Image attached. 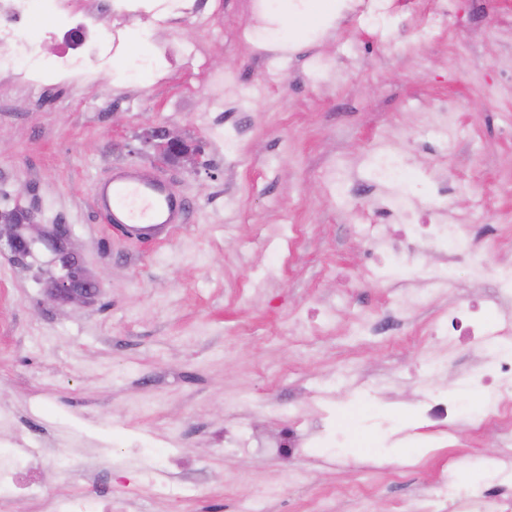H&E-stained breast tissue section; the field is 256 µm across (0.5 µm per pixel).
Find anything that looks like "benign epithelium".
Segmentation results:
<instances>
[{
	"instance_id": "7a95c632",
	"label": "benign epithelium",
	"mask_w": 512,
	"mask_h": 512,
	"mask_svg": "<svg viewBox=\"0 0 512 512\" xmlns=\"http://www.w3.org/2000/svg\"><path fill=\"white\" fill-rule=\"evenodd\" d=\"M158 159L162 162L175 160L193 170L201 166V147L188 142L180 133L164 126H155L148 132ZM47 235L28 216L24 224L0 223V250H9L14 257H27L33 254L36 246L45 243ZM54 258L52 264L56 272L45 285L44 301L53 304H85L101 288V279L82 271L76 274L81 262L75 252L56 242L52 243Z\"/></svg>"
}]
</instances>
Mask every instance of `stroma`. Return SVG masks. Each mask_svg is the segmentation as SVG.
Segmentation results:
<instances>
[{
    "label": "stroma",
    "mask_w": 512,
    "mask_h": 512,
    "mask_svg": "<svg viewBox=\"0 0 512 512\" xmlns=\"http://www.w3.org/2000/svg\"><path fill=\"white\" fill-rule=\"evenodd\" d=\"M158 28L173 62L165 76L123 75L125 44L111 61L112 103L79 106L66 84L33 96L0 72V211H32L48 232L101 277L84 305L43 303L54 271L41 249L27 266L0 252V454L50 443L58 449L38 491L92 497L109 488L131 512H359L338 486L415 460L420 471L382 482L371 512H393L439 467L465 482L489 481L501 428L421 430L417 369L433 351L395 323L391 335L351 334L353 322L382 318L388 291L368 280L357 234L376 222L370 155L389 132L422 186L443 180L456 218L486 198L470 224L474 252L454 265L456 286L420 310L425 323L455 300L492 288L472 266L512 264V95L490 88L512 62V0H387L380 24L364 26L366 0H341L328 33L309 35L280 57L242 39L253 20L244 0H186ZM440 26L421 41V22ZM204 40L203 60L182 53ZM455 109L458 132L436 138L426 114ZM177 128L200 144L208 166L156 164L145 132ZM159 166L188 203L184 225L163 241L137 244L97 214L92 186L113 166ZM329 335L292 334V323L332 302ZM415 322V323H416ZM331 391L328 402L317 392ZM320 423L324 447L304 457L231 451L224 431L278 432ZM150 448L179 453L188 471L156 464ZM206 486L208 499L193 490Z\"/></svg>",
    "instance_id": "35a3bbf8"
}]
</instances>
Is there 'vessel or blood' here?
Masks as SVG:
<instances>
[{
    "instance_id": "1",
    "label": "vessel or blood",
    "mask_w": 512,
    "mask_h": 512,
    "mask_svg": "<svg viewBox=\"0 0 512 512\" xmlns=\"http://www.w3.org/2000/svg\"><path fill=\"white\" fill-rule=\"evenodd\" d=\"M94 195L113 230L130 241L166 239L186 212L168 178L134 165L113 168Z\"/></svg>"
}]
</instances>
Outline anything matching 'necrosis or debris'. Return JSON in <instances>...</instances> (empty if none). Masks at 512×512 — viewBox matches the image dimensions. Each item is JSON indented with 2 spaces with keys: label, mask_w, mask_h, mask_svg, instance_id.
Segmentation results:
<instances>
[{
  "label": "necrosis or debris",
  "mask_w": 512,
  "mask_h": 512,
  "mask_svg": "<svg viewBox=\"0 0 512 512\" xmlns=\"http://www.w3.org/2000/svg\"><path fill=\"white\" fill-rule=\"evenodd\" d=\"M27 0H0V68L13 72L32 92H39L51 81L69 85L73 90H93L97 100L111 96L102 78L120 42L116 20L128 16V9H116L112 0H100L98 17L101 34H92L87 16L81 10L65 12L60 27L46 32L42 41L24 40L30 23ZM394 138L378 146L373 181L387 192L374 203L375 212L384 216L381 224H364L360 234L367 244V275L383 284L392 269L416 265L421 255L440 248L455 255L472 250L466 225L448 219V194L444 188L425 192L406 204L394 193L408 185L411 173L394 152ZM476 276H492L493 295L479 302L449 305L422 327L438 351L427 364L430 377H438L448 368L452 352L461 348L476 351L478 363L460 372L456 384L486 395L476 417L502 427L500 451L487 464L501 492L491 495L480 485H467L453 473L441 469L427 480L422 492L413 499L396 504L395 512H512V497L503 490L512 486V266L488 268L478 263Z\"/></svg>",
  "instance_id": "necrosis-or-debris-1"
}]
</instances>
